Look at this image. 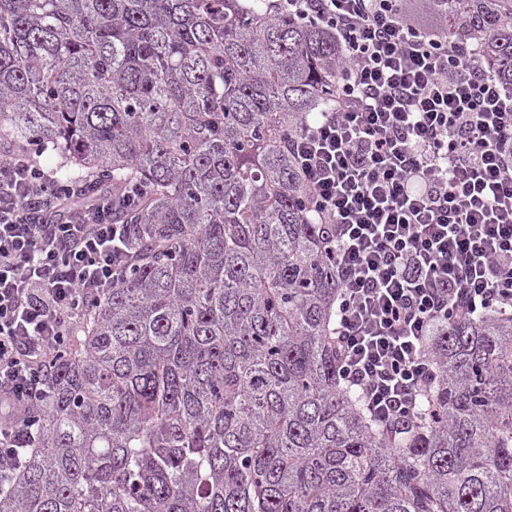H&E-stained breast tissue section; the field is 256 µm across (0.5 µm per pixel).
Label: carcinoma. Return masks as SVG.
Returning a JSON list of instances; mask_svg holds the SVG:
<instances>
[{"instance_id": "1", "label": "carcinoma", "mask_w": 512, "mask_h": 512, "mask_svg": "<svg viewBox=\"0 0 512 512\" xmlns=\"http://www.w3.org/2000/svg\"><path fill=\"white\" fill-rule=\"evenodd\" d=\"M448 35L512 81V0H448ZM338 76L328 31L240 0H0V139L111 190L135 252L0 512H512V314L435 330L425 419L339 375L333 226L286 147Z\"/></svg>"}]
</instances>
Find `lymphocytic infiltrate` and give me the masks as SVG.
<instances>
[{"label": "lymphocytic infiltrate", "mask_w": 512, "mask_h": 512, "mask_svg": "<svg viewBox=\"0 0 512 512\" xmlns=\"http://www.w3.org/2000/svg\"><path fill=\"white\" fill-rule=\"evenodd\" d=\"M267 0L341 50L331 108L290 151L333 225L339 374L377 422L416 418L436 326L512 313V82L448 35L447 0ZM36 152L0 162V488L36 442L45 375L133 251L109 198Z\"/></svg>", "instance_id": "lymphocytic-infiltrate-1"}]
</instances>
